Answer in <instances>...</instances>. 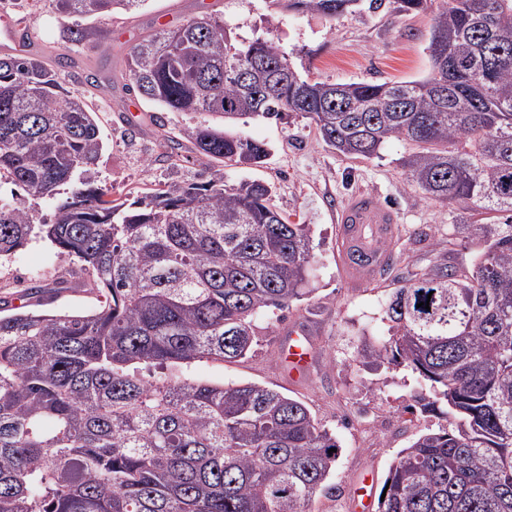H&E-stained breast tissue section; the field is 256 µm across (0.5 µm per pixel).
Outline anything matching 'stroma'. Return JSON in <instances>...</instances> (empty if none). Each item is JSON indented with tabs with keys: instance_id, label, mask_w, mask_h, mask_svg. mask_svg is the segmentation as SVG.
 <instances>
[{
	"instance_id": "1",
	"label": "stroma",
	"mask_w": 512,
	"mask_h": 512,
	"mask_svg": "<svg viewBox=\"0 0 512 512\" xmlns=\"http://www.w3.org/2000/svg\"><path fill=\"white\" fill-rule=\"evenodd\" d=\"M34 31L32 50L48 67L69 52L73 63L61 70L69 90L84 94L95 114L103 149L93 167L96 186H111L113 196L136 198L148 189L177 179L208 180L213 176L237 183L260 179L276 190L274 202L290 220L312 227L313 291L288 308L260 317L258 344L234 362H198L197 377L213 382H253L303 401L315 419L337 439L341 455L327 490L318 492L308 512H360L361 484L379 496L396 454L419 435L448 427L446 404L422 411L419 399L429 389L402 366L359 358L363 346L386 335L383 308L392 280L406 275V258L452 250L467 265L476 248L459 232L456 210L425 201L407 185L401 159L404 144L393 140L380 157L352 159L329 149L308 119H260L235 126L236 134L268 143L271 155L259 167L227 169L205 157L188 154L172 168L166 139H180L183 129L201 122L198 114L166 112L127 94V52L131 44L165 26L205 13L223 14L244 38L266 27L261 0H150L136 12L115 13L97 20L104 42L66 47L63 35L72 18L59 15L51 0H0V14ZM431 17L401 10L399 0H383L379 9L329 20L318 14L285 13L278 36L299 72L331 82L406 81L430 68L426 48ZM97 72L99 86L84 84L87 71ZM373 194L393 211L396 231L390 248L391 269L351 284L344 272L336 212L352 195ZM74 264L41 244H31L0 263V299H16L34 278L51 282L68 277ZM307 331L313 360L300 375H289L282 346L291 332Z\"/></svg>"
}]
</instances>
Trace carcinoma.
Masks as SVG:
<instances>
[{
  "label": "carcinoma",
  "instance_id": "obj_1",
  "mask_svg": "<svg viewBox=\"0 0 512 512\" xmlns=\"http://www.w3.org/2000/svg\"><path fill=\"white\" fill-rule=\"evenodd\" d=\"M149 0H52L76 18L65 39L97 43L83 24ZM382 0H268L262 35L240 40L206 13L132 45L126 91L213 123L183 131L226 167H259L263 143L227 127L310 120L349 158L405 144L406 179L462 213L479 247L460 265L440 252L412 262L382 320L388 335L363 359L405 366L455 426L418 436L393 460L377 512H512V0H400L430 12L426 75L402 82L304 77L276 14L330 20ZM506 40L491 43L487 25ZM258 63L250 81L236 72ZM103 143L82 97L33 51L0 55V177L55 201L48 219L0 203V261L33 241L76 261L94 294L84 313L29 309L53 286L35 280L0 310V512H307L336 468V438L300 400L251 382H209L192 364L235 361L257 319L307 294L313 238L273 203V186L168 182L126 203L90 180ZM72 184L69 196L56 199ZM372 235L355 264L388 256ZM429 302V307L419 303Z\"/></svg>",
  "mask_w": 512,
  "mask_h": 512
}]
</instances>
